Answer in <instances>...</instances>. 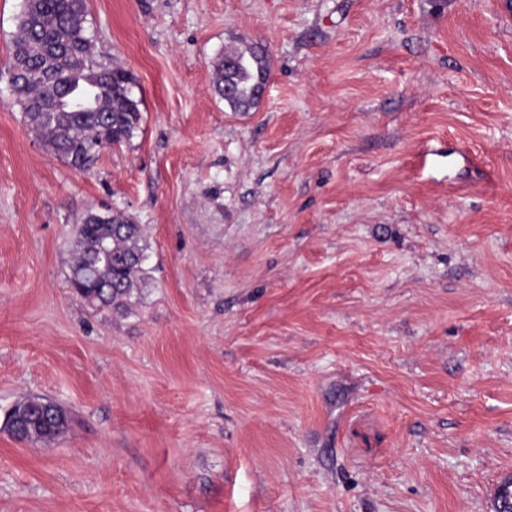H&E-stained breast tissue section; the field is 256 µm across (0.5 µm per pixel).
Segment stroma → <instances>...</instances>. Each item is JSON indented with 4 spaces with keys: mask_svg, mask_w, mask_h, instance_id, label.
I'll return each instance as SVG.
<instances>
[{
    "mask_svg": "<svg viewBox=\"0 0 512 512\" xmlns=\"http://www.w3.org/2000/svg\"><path fill=\"white\" fill-rule=\"evenodd\" d=\"M141 123L79 171L0 75V512H494L512 475V0H87ZM256 44V108L216 93ZM141 224L128 308L75 227ZM143 241L140 224L121 214L100 216L99 212H89L79 224L75 240L70 275L71 287H80L75 296L93 307L125 306L145 284L143 264L147 256ZM90 262L97 276L72 278L88 270ZM55 413L49 419L35 418L28 427V442H47L61 435L67 425V415L59 407L54 406Z\"/></svg>",
    "mask_w": 512,
    "mask_h": 512,
    "instance_id": "1",
    "label": "stroma"
}]
</instances>
